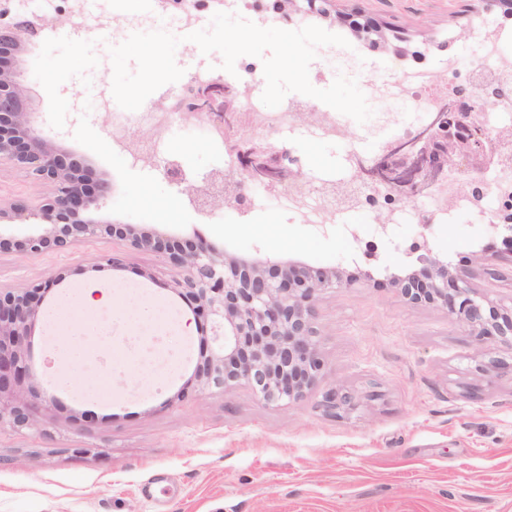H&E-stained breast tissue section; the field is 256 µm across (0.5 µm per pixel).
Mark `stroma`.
I'll list each match as a JSON object with an SVG mask.
<instances>
[{"mask_svg":"<svg viewBox=\"0 0 512 512\" xmlns=\"http://www.w3.org/2000/svg\"><path fill=\"white\" fill-rule=\"evenodd\" d=\"M154 2L95 0L88 30L46 25L19 59L27 79L50 78L43 134L85 155L93 179L111 181L99 216L178 240L202 237L232 256L339 267L358 281L314 301L325 361L316 385L296 402L269 404L243 384L197 391L189 366L162 368L163 390L139 392L133 371L148 338L127 298L146 280L144 301L174 297L176 272L163 255L130 250L121 268L101 270L97 257L113 248L105 240L64 254L0 255V284L8 287L57 270L77 290L124 287L112 313L126 322L122 346L112 335L99 338L117 375L98 387L89 366L67 365L62 354L74 336L71 317L52 328L36 321L29 338L35 369L51 376L62 368L72 381L41 386L35 429L0 430V512H512V348L478 343L444 310L409 304L388 286L414 257L383 239L369 255L350 257L340 229L315 236L273 205L198 212L177 181L223 170L224 149L196 144L193 134L159 138L155 166H131L115 147L119 106L108 48ZM355 6L383 23L386 44L343 21ZM223 9L261 27L317 25L343 36L353 61L347 75L362 87L386 82L408 62L437 66L455 56L478 69L473 31L503 17L481 0H335L326 14L307 11L304 0H225ZM344 124L348 135L339 143L302 128L268 139L290 151L312 188L342 177L349 152L374 156L397 135L389 126L369 132L349 117ZM478 225L460 216L434 227L429 244L459 261L482 249ZM335 390L351 403L332 415L323 403ZM89 408L91 424L82 420Z\"/></svg>","mask_w":512,"mask_h":512,"instance_id":"stroma-1","label":"stroma"}]
</instances>
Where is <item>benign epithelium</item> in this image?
<instances>
[{
    "label": "benign epithelium",
    "instance_id": "7a95c632",
    "mask_svg": "<svg viewBox=\"0 0 512 512\" xmlns=\"http://www.w3.org/2000/svg\"><path fill=\"white\" fill-rule=\"evenodd\" d=\"M20 0H0V164L29 174L47 192L34 201L0 199V254L35 257L68 252L91 239L122 242L133 250L163 254L179 278L173 290L192 304L196 329H209L210 345L195 362L194 379L201 391L246 384L267 403L303 398L324 367L314 321L316 296L332 288H350L356 277L338 268L299 266L295 262L230 257L214 245L177 241L160 230L144 231L132 224H112L91 216L112 195V183L89 176L88 159L43 136L36 112L44 96L15 67L37 31L46 25L37 15L20 14ZM78 4L62 0L53 22L72 23ZM512 91L497 87L495 99L455 90L440 112L411 133L385 144L371 158L357 163L360 186L406 201L426 196L456 162L475 178L512 163V127L495 130L482 112L512 101ZM236 87L186 85L169 106L224 127V142L237 162L238 179L206 190L180 184V193L205 211L225 204L243 206L248 187L266 191L300 189L301 167L268 141L242 134L248 113ZM13 224H31L33 232L15 236ZM418 239L404 246L418 254V268L391 279L409 303L441 308L480 343L503 340L512 346V306L480 292L474 280L483 265L477 252L455 266L428 245L433 225L418 216ZM491 244L512 254V225L499 218L482 225ZM60 272L16 290L0 285V429L23 431L34 426L37 395L24 390L33 378L28 357L32 322L42 314L45 295L64 282Z\"/></svg>",
    "mask_w": 512,
    "mask_h": 512
}]
</instances>
